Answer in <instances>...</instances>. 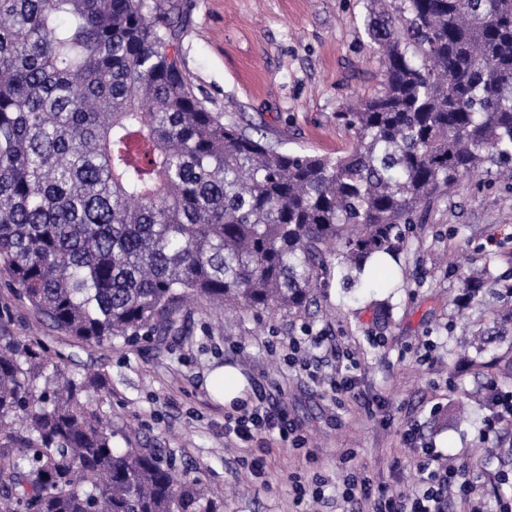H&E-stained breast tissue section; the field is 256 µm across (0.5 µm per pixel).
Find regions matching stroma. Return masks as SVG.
Instances as JSON below:
<instances>
[{"mask_svg":"<svg viewBox=\"0 0 512 512\" xmlns=\"http://www.w3.org/2000/svg\"><path fill=\"white\" fill-rule=\"evenodd\" d=\"M188 19L181 39L184 70L205 105L225 122L258 129L287 151L336 157L352 136L336 114L378 86L379 58L364 30L369 0H178ZM491 262L512 274V179L464 178L421 205L406 241L398 287L384 282L344 289L339 280L317 292L310 309L288 313L225 310L206 303L183 310L188 335L165 343L150 336L77 343L17 300L0 276V306L10 305L12 329L36 336L64 355L62 367H92L109 387L103 407L131 445L159 448L207 485L217 512H359L342 500V478L355 468L390 492L417 484L415 452L402 434L416 425L422 443L466 470L482 449H498L482 467L484 497L494 501V473L512 468V429L485 438L487 402L468 420L448 418L453 389H472L448 355L471 325L512 304L503 287L459 309L458 273L439 265L448 251ZM311 328L323 375L337 350L359 363L352 391L335 395L272 355L269 342ZM230 365L248 400L284 409L305 438L303 447L261 440L269 454L266 483L250 481L244 451L224 437V404L206 387L209 372ZM323 497H314L317 478ZM307 493L296 498L292 480Z\"/></svg>","mask_w":512,"mask_h":512,"instance_id":"1","label":"stroma"}]
</instances>
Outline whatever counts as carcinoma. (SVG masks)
Here are the masks:
<instances>
[{
  "instance_id": "carcinoma-1",
  "label": "carcinoma",
  "mask_w": 512,
  "mask_h": 512,
  "mask_svg": "<svg viewBox=\"0 0 512 512\" xmlns=\"http://www.w3.org/2000/svg\"><path fill=\"white\" fill-rule=\"evenodd\" d=\"M187 16L163 0H0V273L86 346L183 335L189 300L301 310L331 276L400 259L416 209L512 163V0L368 10L381 88L336 113L332 159L288 152L198 98ZM496 281L463 275L465 296ZM0 309V512H214L200 478L119 447L108 380ZM512 308L454 364L512 377Z\"/></svg>"
}]
</instances>
